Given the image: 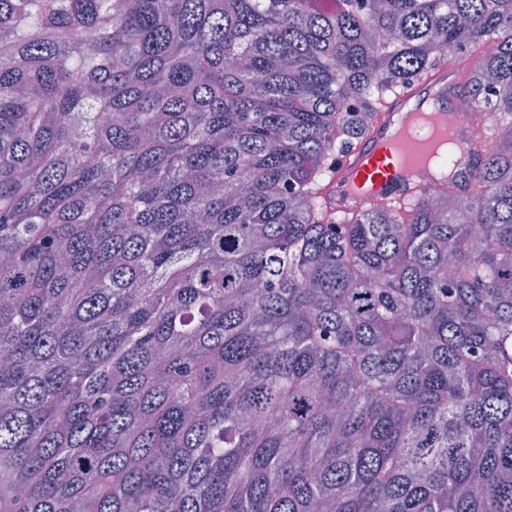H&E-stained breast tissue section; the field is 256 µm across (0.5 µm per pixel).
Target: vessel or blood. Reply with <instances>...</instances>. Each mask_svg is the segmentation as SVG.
Here are the masks:
<instances>
[{"mask_svg": "<svg viewBox=\"0 0 512 512\" xmlns=\"http://www.w3.org/2000/svg\"><path fill=\"white\" fill-rule=\"evenodd\" d=\"M460 88L454 69L436 65L424 79H413L407 91L390 102L384 119L352 152L339 156L330 182L338 206L346 208L371 196L404 197L429 191L435 184L423 176L428 163V135L418 132L409 139L398 136L401 114L423 110L460 109Z\"/></svg>", "mask_w": 512, "mask_h": 512, "instance_id": "1", "label": "vessel or blood"}]
</instances>
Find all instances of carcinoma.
<instances>
[{
    "label": "carcinoma",
    "mask_w": 512,
    "mask_h": 512,
    "mask_svg": "<svg viewBox=\"0 0 512 512\" xmlns=\"http://www.w3.org/2000/svg\"><path fill=\"white\" fill-rule=\"evenodd\" d=\"M446 51L466 184L337 208ZM0 512H512V0H0Z\"/></svg>",
    "instance_id": "obj_1"
}]
</instances>
